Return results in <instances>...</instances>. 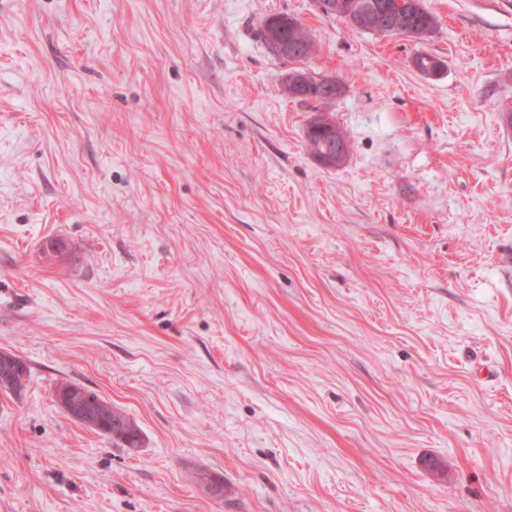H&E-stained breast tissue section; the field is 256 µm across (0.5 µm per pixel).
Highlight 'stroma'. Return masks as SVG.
<instances>
[{
    "instance_id": "1",
    "label": "stroma",
    "mask_w": 512,
    "mask_h": 512,
    "mask_svg": "<svg viewBox=\"0 0 512 512\" xmlns=\"http://www.w3.org/2000/svg\"><path fill=\"white\" fill-rule=\"evenodd\" d=\"M424 4L416 42L316 0H0V512H512V0ZM280 13L345 86L338 167ZM281 14H273L267 16L262 24H261V32L263 38L270 48V50L275 53L270 44V33L272 24L274 23V27L280 31L285 27V29L281 33V38L284 42L288 44V47L292 50H288L287 56L278 55L277 56L287 59L293 62H300L302 60H306L310 58L316 52V45L312 35L309 31L298 21V24L293 27H288V25H294L296 22L291 16H281L277 20L276 18ZM276 20V21H275ZM287 27V28H286ZM317 112V116L312 119L306 130V140H307V148L311 156L318 162H323L325 166L336 167L340 164V162L336 161L342 158L343 149L345 154L348 153L349 145L348 140L343 132V130L336 124V120L334 117L326 110L320 109ZM332 144V151H327L325 155L321 158L320 155L323 154L324 146ZM340 144L342 147L336 149V145ZM336 149V152L334 151ZM336 164L335 166H333ZM330 167V168H332ZM21 361V369L14 373L11 377L12 372H15L19 369L20 361L13 358L11 353H8L7 351L1 350L0 351V359H1V367H2V375L1 378L3 381L8 380V389L9 391L15 392L18 391L22 385L23 380H25L29 373V367L28 365L22 361L20 358L16 357ZM64 395H66L70 403L74 404V401L78 399L77 404H87L88 407L95 409L99 416L107 417L104 421L108 422L111 428L98 430L103 427V421L95 414L91 418H88L89 425L92 427L84 422L76 420L70 416L67 408L60 404L65 413L72 419L96 430L97 432H100L103 436L112 440V443L119 447L128 448L130 450H135L140 447L141 431L138 425L135 422H131L126 414L118 408L113 407L112 403L101 398L98 393L79 384L66 381L60 383V385L55 389V396L57 400L59 399L62 402Z\"/></svg>"
}]
</instances>
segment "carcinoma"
I'll return each mask as SVG.
<instances>
[{
	"label": "carcinoma",
	"mask_w": 512,
	"mask_h": 512,
	"mask_svg": "<svg viewBox=\"0 0 512 512\" xmlns=\"http://www.w3.org/2000/svg\"><path fill=\"white\" fill-rule=\"evenodd\" d=\"M348 2L356 4L359 30L361 31L375 32V29L372 28L373 19L379 13L392 10V7L387 5L389 0H348ZM402 16L403 20L392 26L394 35L408 37L414 29L433 30L437 27L435 16L424 6L414 14L405 7L402 9ZM281 38L290 48V52L285 56V59L289 61L300 62L310 58L316 52L312 35L300 23L285 28L281 33ZM306 140L309 153L318 162L321 161L320 155L323 154L324 146L328 144L334 146L339 144L343 149H349L348 140L343 130L325 109L310 121L306 130ZM55 396L59 400L66 398L71 403L76 401L82 405L85 404L96 410L98 415L106 417V422L111 425V428L101 431V434L112 440V443L130 450L140 447L141 431L138 425L130 421L126 414L101 398L95 391L66 381L60 383L55 389ZM195 480L211 494L217 490L224 491V482L207 472L196 473Z\"/></svg>",
	"instance_id": "cac0c4a2"
}]
</instances>
